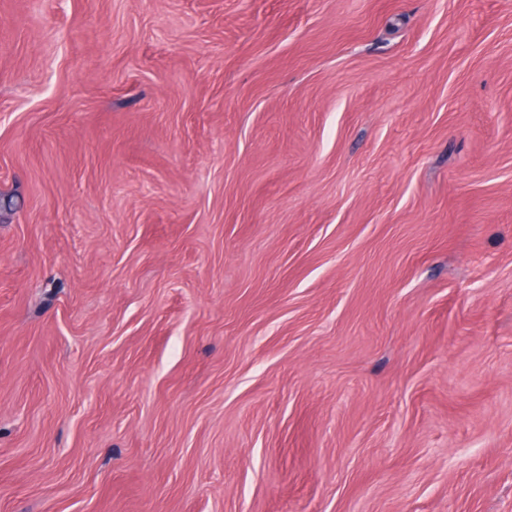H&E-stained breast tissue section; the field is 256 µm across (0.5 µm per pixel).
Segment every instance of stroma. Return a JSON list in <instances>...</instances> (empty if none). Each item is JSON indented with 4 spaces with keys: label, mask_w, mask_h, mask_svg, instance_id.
Here are the masks:
<instances>
[{
    "label": "stroma",
    "mask_w": 512,
    "mask_h": 512,
    "mask_svg": "<svg viewBox=\"0 0 512 512\" xmlns=\"http://www.w3.org/2000/svg\"><path fill=\"white\" fill-rule=\"evenodd\" d=\"M0 512H512V0H0Z\"/></svg>",
    "instance_id": "stroma-1"
}]
</instances>
